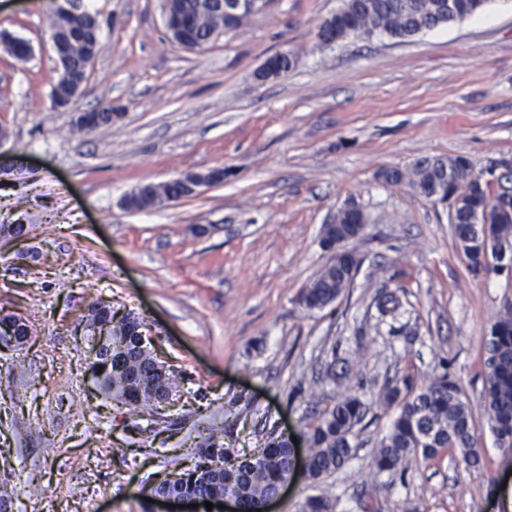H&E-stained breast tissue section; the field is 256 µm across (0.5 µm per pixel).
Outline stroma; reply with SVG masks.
I'll list each match as a JSON object with an SVG mask.
<instances>
[{
    "mask_svg": "<svg viewBox=\"0 0 512 512\" xmlns=\"http://www.w3.org/2000/svg\"><path fill=\"white\" fill-rule=\"evenodd\" d=\"M62 2L0 0V34L33 47L22 62L0 43V224L28 226L0 244V312L29 327L24 343L0 344L6 512H144L142 488L190 463L200 421L228 422L248 451L271 433L300 435L348 387L372 403L352 459L317 484L293 477L273 512L325 491L334 512L367 501L375 512H488L512 451L486 424L483 342L512 303V276L472 274L447 208L379 174L425 156L512 162V0L408 39L330 48L317 30L341 0H274L203 50L167 37L161 0H83L100 51L67 112L51 102L48 37ZM284 50L288 73L258 81ZM106 103L110 124L75 130L78 113ZM215 168L223 183L194 196L119 205L139 184ZM352 201L368 217L353 285L307 311L299 293L328 261L323 226ZM384 290L402 306L383 320ZM99 300L143 318L175 370L162 422L93 393L74 327ZM438 372L476 420L479 465L445 452L374 476L396 412L376 394Z\"/></svg>",
    "mask_w": 512,
    "mask_h": 512,
    "instance_id": "35a3bbf8",
    "label": "stroma"
}]
</instances>
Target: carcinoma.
<instances>
[{"instance_id":"obj_1","label":"carcinoma","mask_w":512,"mask_h":512,"mask_svg":"<svg viewBox=\"0 0 512 512\" xmlns=\"http://www.w3.org/2000/svg\"><path fill=\"white\" fill-rule=\"evenodd\" d=\"M442 0H342L336 23L323 22L317 36L345 40L369 39L376 35L409 38L426 29L445 27L481 13L488 0H451L447 10ZM172 15L181 18V26L172 32L180 46L211 43L223 32L238 29L248 16H221L204 7L202 0H172ZM80 32L73 33L64 43V53L70 62L67 74L58 77L55 96L65 99L76 94L86 80L87 59L82 40L100 33L96 14L86 12L76 22L65 10L54 14L51 26L61 32H71L73 24ZM6 46L20 61L31 56L28 42L10 38ZM468 158L422 157L408 173L386 169L380 178L387 182L404 179L414 189L432 194L438 190L453 199L456 205L454 233L458 246L475 272L500 274L497 267L484 264L486 245L493 240H512V217L497 212L499 201L507 197L504 190L494 191L491 182L478 177L471 179ZM189 174L168 181L158 193L151 184L139 186V195L129 196L128 204L142 208L160 200L178 201L190 197L186 185ZM489 210V223L477 225L472 217L477 210ZM360 207L352 202L336 213L339 225L328 235L347 233L362 238L366 230L351 225ZM361 264L359 254L348 251L335 266L323 269L320 275L302 289L299 303L307 310H322L333 304L342 292L351 287L353 271ZM394 292L377 298L380 315L387 316L398 309ZM112 343L125 347L128 358L120 364L112 362V382L101 384V393L119 408L137 417H156L157 399L175 389V374L157 369L151 349L139 345L138 328L143 321L129 313L112 312ZM484 407L487 424L499 447L512 449V307L499 314L485 336ZM404 388L387 385L378 395V402L397 406V414L388 434L373 452L374 476L394 475L413 458L432 459L448 449L459 453L463 460L479 462L477 427L468 404L457 383L446 373H436L427 382L415 387L403 381ZM367 401L357 392L347 390L336 398L335 404L310 418L303 431L307 448L305 479L318 483L341 470L352 457L353 439L365 418ZM206 437L195 451L193 466L180 472L171 484H159L147 491V496L174 495L183 499H200L214 495H233L241 501L245 512H256L267 497L273 495L281 482L291 475V443L282 436L269 435L264 447L246 455L231 445L228 433L212 425L202 427ZM332 499L320 494L307 497L299 512H332Z\"/></svg>"}]
</instances>
